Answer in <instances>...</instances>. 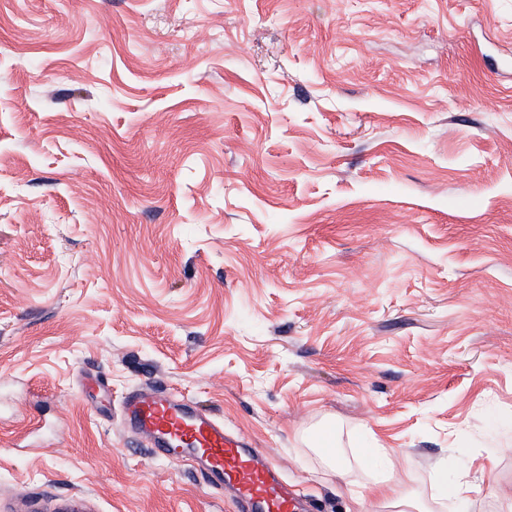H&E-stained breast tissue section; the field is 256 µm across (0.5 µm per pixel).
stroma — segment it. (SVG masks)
<instances>
[{
	"mask_svg": "<svg viewBox=\"0 0 512 512\" xmlns=\"http://www.w3.org/2000/svg\"><path fill=\"white\" fill-rule=\"evenodd\" d=\"M151 385L347 512L301 434L512 492V0H0V496L239 512Z\"/></svg>",
	"mask_w": 512,
	"mask_h": 512,
	"instance_id": "obj_1",
	"label": "stroma"
}]
</instances>
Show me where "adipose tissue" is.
Returning <instances> with one entry per match:
<instances>
[{
	"instance_id": "obj_1",
	"label": "adipose tissue",
	"mask_w": 512,
	"mask_h": 512,
	"mask_svg": "<svg viewBox=\"0 0 512 512\" xmlns=\"http://www.w3.org/2000/svg\"><path fill=\"white\" fill-rule=\"evenodd\" d=\"M305 442L321 458L331 476L344 478L346 465L335 425L317 426ZM357 461L362 468L370 470L373 477L367 484L348 486L347 494L352 502L350 512H436L411 487L409 471L395 464L390 449H368Z\"/></svg>"
}]
</instances>
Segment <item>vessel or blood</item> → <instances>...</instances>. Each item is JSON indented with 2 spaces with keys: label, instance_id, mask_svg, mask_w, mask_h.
<instances>
[{
  "label": "vessel or blood",
  "instance_id": "b4317fda",
  "mask_svg": "<svg viewBox=\"0 0 512 512\" xmlns=\"http://www.w3.org/2000/svg\"><path fill=\"white\" fill-rule=\"evenodd\" d=\"M125 428L157 456L175 455L213 485L229 489L248 512H297L293 494L275 466L252 455L245 437L226 431L222 419L192 400L151 387L128 393L122 403ZM88 496L30 498L8 512H91Z\"/></svg>",
  "mask_w": 512,
  "mask_h": 512
}]
</instances>
